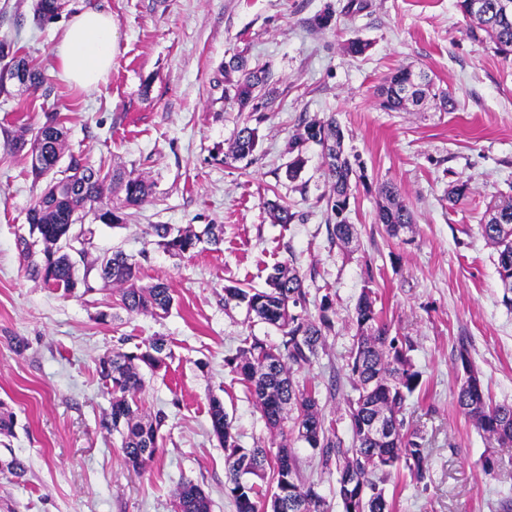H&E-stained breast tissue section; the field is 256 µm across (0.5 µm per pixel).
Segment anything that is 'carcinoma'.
I'll list each match as a JSON object with an SVG mask.
<instances>
[{
    "mask_svg": "<svg viewBox=\"0 0 512 512\" xmlns=\"http://www.w3.org/2000/svg\"><path fill=\"white\" fill-rule=\"evenodd\" d=\"M499 0H484V14L477 21L471 37L480 33L494 44L497 53L512 55V20L504 23L498 18ZM61 0H36L33 20L44 25L55 19ZM0 59L22 71L20 86L51 93L43 73L19 55L14 43L0 40ZM224 78V98L244 108L255 99V93L268 89L270 75L262 68L249 69L245 59L232 55L221 70ZM417 98L409 100L399 92L380 88L379 105L389 112H403L419 106L428 97L439 101L441 109L449 112L455 103L452 94L425 77ZM4 143L15 151L30 147L31 173L36 179L49 178L44 190L27 212L29 238L21 240V252L27 261V273L50 288L66 294L78 288L88 293L94 290V279L121 290V304L130 313H149L157 318L167 315L174 298L167 284H139L138 266L131 256L118 250L110 255L88 260L83 218L86 212L96 214L102 224H120L124 209L140 207L149 201L151 184L140 174L115 173L92 166L81 152H70L66 164H61L67 130L56 113L46 116L32 140L3 130ZM322 146L331 183L327 199L328 217L336 219L332 234L336 241L348 243L356 228L340 217L362 175L344 150V132L336 119L304 123L291 150L297 155L288 163L285 177L298 178L304 158L301 147L307 142ZM258 142L257 129L245 125L238 129L224 163L244 160L252 155ZM117 183L124 191L120 205L103 200L106 183ZM378 223L387 234L399 237L415 223L411 206L400 200L399 190L384 182L378 187ZM273 222L289 224L295 213L276 201L267 202ZM483 238L497 252L498 276L503 303L512 306V200L502 204L498 213L490 214L481 225ZM150 234L159 238V245L174 255L194 251L206 240L219 244L214 226L208 224L203 234L173 224H152ZM224 302L244 304L248 313L259 321L276 327L280 340L271 343L257 337L245 343L224 365L244 383L254 405L273 433L267 445L243 447L233 432L224 403L217 397L210 400L211 434L224 448L227 476L225 492L235 502L237 512H328L326 499L313 482L302 480L296 459L288 448V439L303 441L319 451L323 468L336 470V496L343 512H392V504L382 488L392 473L406 471L422 483L429 472V453L425 438L407 427L405 402L421 384L422 374L415 368L410 352L412 344L390 335L381 311L376 309V293L363 289L354 307L352 321L355 334L345 370L355 396L347 401L352 441L345 446L333 424H328L319 408L316 390L299 380L297 373L310 366L326 345L328 336L335 333V309L330 295L320 302L310 303L303 275L290 262L277 265L262 289L224 287ZM314 305L318 315L309 312ZM164 344L160 340L143 342L135 352L119 348L98 360L97 372L104 387L112 396L110 410L103 420L107 430L121 436V449L128 468L142 473L155 458L162 415L146 416L139 405L144 389L140 372L146 367L157 372L167 367ZM461 367L460 383L455 392L458 408L474 426L502 447L512 446V405L493 402L475 375L466 348L457 355ZM384 416L392 425L393 436L385 442H373L365 434L372 420ZM270 479L272 489L262 492L259 483ZM209 495L197 483L188 480L181 484L175 512H210Z\"/></svg>",
    "mask_w": 512,
    "mask_h": 512,
    "instance_id": "cac0c4a2",
    "label": "carcinoma"
}]
</instances>
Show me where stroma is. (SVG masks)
Masks as SVG:
<instances>
[{
	"mask_svg": "<svg viewBox=\"0 0 512 512\" xmlns=\"http://www.w3.org/2000/svg\"><path fill=\"white\" fill-rule=\"evenodd\" d=\"M32 0H0V37L17 39L50 78L51 94L11 87L0 95V128L15 130L65 117L70 150L91 165L143 174L149 202L123 224H95L90 250L120 249L139 266L140 282L166 283L174 303L161 319L130 314L118 289L72 294L26 272L19 239L43 188L27 152L0 144V403L15 415L0 435V460L24 461L17 479L0 470V512H174L181 482L201 485L211 512H236L224 493V450L210 433L209 399L224 403L243 447L270 433L246 388L224 366L246 338L278 341L279 331L225 304L230 285L262 288L272 266L293 261L313 297L331 294L336 333L299 379L316 387L326 419L351 442L342 374L352 345V315L363 288L392 335L413 344L422 374L406 420L429 451V475L386 483L394 512H503L512 501V447L490 442L458 409L455 358L467 348L485 391L512 404V306L499 288L497 254L481 235L491 202L512 197V57L468 36L472 24L456 0H64L58 19L36 26ZM111 13L112 69L85 90L54 77V48L76 12ZM333 10L329 28L315 19ZM368 43L351 55L349 41ZM272 75V96L247 108L225 102L216 80L231 54ZM408 67L427 72L456 99V109L386 112L383 79ZM336 117L345 147L366 180L345 213L357 233L349 247L332 238L330 183L319 146L304 148L296 181L285 177L290 143L302 122ZM257 127L252 159L225 163L237 128ZM467 182L465 204L448 191ZM393 183L416 224L390 237L376 220L377 187ZM296 218L273 223L267 201ZM153 224H212L219 246L174 256L149 233ZM107 320H100V313ZM162 338L166 368L147 375L140 395L161 413L162 446L141 476L129 473L118 434L102 425L110 396L97 372L112 349L134 350ZM295 453L304 477L318 483L329 512H342L336 477L304 444ZM495 469L484 473L485 457Z\"/></svg>",
	"mask_w": 512,
	"mask_h": 512,
	"instance_id": "obj_1",
	"label": "stroma"
}]
</instances>
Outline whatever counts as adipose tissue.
Here are the masks:
<instances>
[{"instance_id": "1", "label": "adipose tissue", "mask_w": 512, "mask_h": 512, "mask_svg": "<svg viewBox=\"0 0 512 512\" xmlns=\"http://www.w3.org/2000/svg\"><path fill=\"white\" fill-rule=\"evenodd\" d=\"M113 47L110 13L96 9L75 13L54 51L58 77L83 88L97 87L112 68Z\"/></svg>"}]
</instances>
